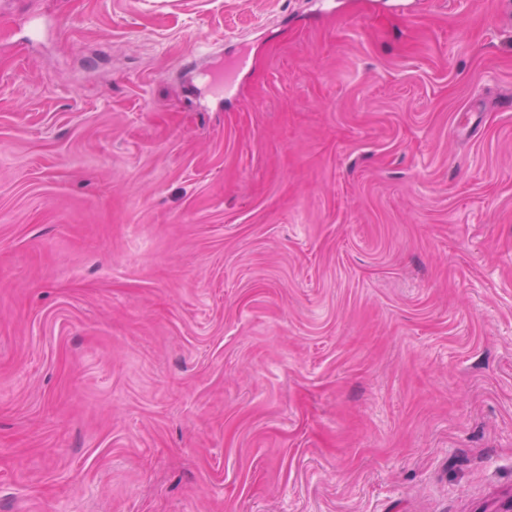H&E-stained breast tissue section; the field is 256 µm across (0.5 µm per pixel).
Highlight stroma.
Listing matches in <instances>:
<instances>
[{"mask_svg": "<svg viewBox=\"0 0 512 512\" xmlns=\"http://www.w3.org/2000/svg\"><path fill=\"white\" fill-rule=\"evenodd\" d=\"M511 13L15 0L0 512L512 494Z\"/></svg>", "mask_w": 512, "mask_h": 512, "instance_id": "1", "label": "stroma"}]
</instances>
